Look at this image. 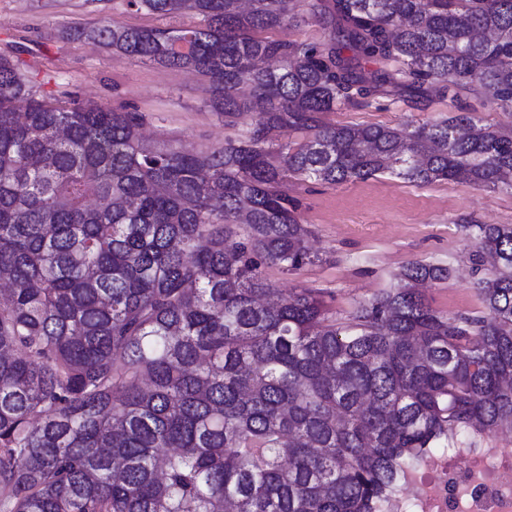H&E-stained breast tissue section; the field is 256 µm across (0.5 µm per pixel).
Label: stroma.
I'll return each mask as SVG.
<instances>
[{"label": "stroma", "mask_w": 512, "mask_h": 512, "mask_svg": "<svg viewBox=\"0 0 512 512\" xmlns=\"http://www.w3.org/2000/svg\"><path fill=\"white\" fill-rule=\"evenodd\" d=\"M105 19L134 29L185 28L199 22L190 13L136 11L124 0H0V56L40 82L45 96L60 99L71 93L111 108L134 106L146 117L141 132L150 143L190 151L222 147L233 131L208 105L207 77L117 56L72 37V30ZM460 104L486 124L512 128V111L467 92L457 103L433 92L418 105L403 96L372 98L338 106L322 119L332 125L418 126L448 117ZM284 189L298 200V219L310 229L308 245L319 259L288 274L276 268L264 274L285 292L321 291L331 312L341 315L393 287L400 268L415 260L449 268L446 281L426 288L433 308L479 310L470 261L474 241L464 227L512 224V193L452 181L419 186L384 174L330 185L291 178Z\"/></svg>", "instance_id": "stroma-1"}]
</instances>
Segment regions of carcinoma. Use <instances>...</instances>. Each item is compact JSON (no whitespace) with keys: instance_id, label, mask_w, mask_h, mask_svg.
I'll list each match as a JSON object with an SVG mask.
<instances>
[{"instance_id":"carcinoma-1","label":"carcinoma","mask_w":512,"mask_h":512,"mask_svg":"<svg viewBox=\"0 0 512 512\" xmlns=\"http://www.w3.org/2000/svg\"><path fill=\"white\" fill-rule=\"evenodd\" d=\"M126 5L202 24L73 36L202 73L246 128L208 151L148 144L138 112L52 104L0 56V512H379L427 451L512 429V224L464 226L476 313L431 307L440 263L344 317L263 272L313 261L288 178L512 192V129L473 112L320 120L431 88L512 110V0ZM309 22L328 37L271 36Z\"/></svg>"}]
</instances>
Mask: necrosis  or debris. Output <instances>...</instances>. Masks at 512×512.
<instances>
[{
	"label": "necrosis or debris",
	"mask_w": 512,
	"mask_h": 512,
	"mask_svg": "<svg viewBox=\"0 0 512 512\" xmlns=\"http://www.w3.org/2000/svg\"><path fill=\"white\" fill-rule=\"evenodd\" d=\"M402 484L383 512H512V450L432 452Z\"/></svg>",
	"instance_id": "necrosis-or-debris-1"
}]
</instances>
